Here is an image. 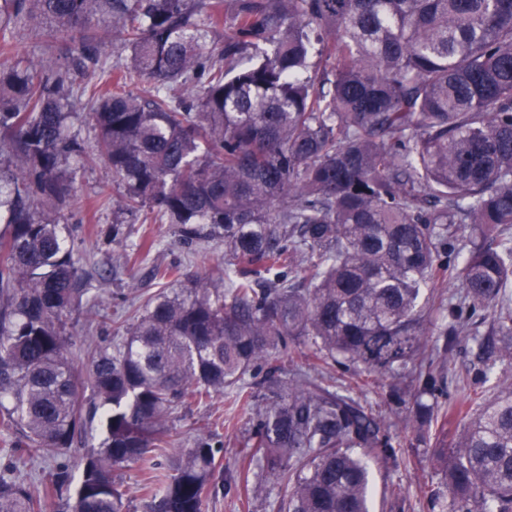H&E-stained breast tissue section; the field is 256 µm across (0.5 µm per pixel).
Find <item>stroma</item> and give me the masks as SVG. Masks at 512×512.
<instances>
[{
    "label": "stroma",
    "mask_w": 512,
    "mask_h": 512,
    "mask_svg": "<svg viewBox=\"0 0 512 512\" xmlns=\"http://www.w3.org/2000/svg\"><path fill=\"white\" fill-rule=\"evenodd\" d=\"M77 192L61 208L62 221L68 224L75 252L82 257V269L91 288L96 289L109 306L112 320L107 324H88L85 306L72 311L68 327L70 350L75 362H83L89 346H109L114 342L113 324L137 315L142 296L160 289L153 277L157 265L195 266L207 270L213 285L224 280V247L201 242L182 244L172 224H144L124 214L119 206L123 190L112 181L105 162L78 169ZM120 225L121 239H113V225ZM452 372L475 379L477 391L492 395L512 387V362L500 360L486 367L477 346L460 340L452 357ZM396 381L377 379L367 374H340L337 388L341 394L358 401L373 415L390 425V437L396 458L380 461L371 469L372 512H395L396 500L405 503L404 512H430L424 492L440 484L438 466L429 453L435 447L437 428L417 430L403 425L410 404L397 405L389 398ZM256 425L255 414L242 413L224 395H214L202 403L178 408L169 418L173 446L163 467H170L181 449L192 447L198 439L207 440L222 451L224 489L207 498L205 512H274L275 499L268 488L252 485L249 495L238 492L237 463ZM47 464L39 449L26 448L12 457L0 454V474L29 485H37Z\"/></svg>",
    "instance_id": "stroma-1"
}]
</instances>
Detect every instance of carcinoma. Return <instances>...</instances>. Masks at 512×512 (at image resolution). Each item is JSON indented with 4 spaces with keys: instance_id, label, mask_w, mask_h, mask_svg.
I'll return each instance as SVG.
<instances>
[{
    "instance_id": "obj_1",
    "label": "carcinoma",
    "mask_w": 512,
    "mask_h": 512,
    "mask_svg": "<svg viewBox=\"0 0 512 512\" xmlns=\"http://www.w3.org/2000/svg\"><path fill=\"white\" fill-rule=\"evenodd\" d=\"M119 28L124 63L101 60ZM224 29V43L207 42ZM74 30L109 85L12 52ZM86 98L97 130L65 134ZM0 453L54 459L87 445L81 469L40 487L0 474V512H126L114 472L139 464L147 512H203L224 489L214 448H185L160 483L166 421L224 394L257 409L239 463L287 495L278 512H371L370 462L396 457L358 402L308 371L261 363L299 349L375 376L414 417L461 433L434 452V512H512V388L464 410L448 396L455 337L512 360V0H0ZM96 160L122 209L224 243V288L204 270L151 294L121 341L73 368L67 319L88 294L65 225L44 203L75 192ZM461 292L443 298L448 278ZM448 305L443 356L425 355V315Z\"/></svg>"
}]
</instances>
